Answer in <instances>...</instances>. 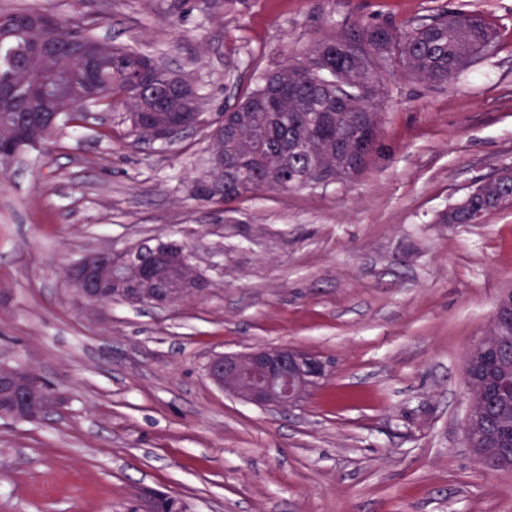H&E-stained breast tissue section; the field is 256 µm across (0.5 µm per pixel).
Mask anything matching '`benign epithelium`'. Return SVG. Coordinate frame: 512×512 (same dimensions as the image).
<instances>
[{
  "instance_id": "1",
  "label": "benign epithelium",
  "mask_w": 512,
  "mask_h": 512,
  "mask_svg": "<svg viewBox=\"0 0 512 512\" xmlns=\"http://www.w3.org/2000/svg\"><path fill=\"white\" fill-rule=\"evenodd\" d=\"M151 141L171 143L185 126L175 114H156L142 125ZM212 171L208 192L213 199L238 189L242 170L237 158L210 154ZM143 247L124 252L110 250L89 254L73 263L67 273L77 301L96 310L112 303L146 304L167 308L180 300L199 296L209 282L200 277L185 246L154 253L150 263L142 259ZM207 377L225 393L263 410L300 407L330 373L322 358L288 345L251 348L244 352L219 353L208 362ZM471 404L464 424L468 446L480 434L482 417L479 387L467 386ZM65 396L48 388L34 372L21 365L0 363V418L37 423L46 414L61 408ZM171 495L145 489L136 496L137 512H157L158 502Z\"/></svg>"
}]
</instances>
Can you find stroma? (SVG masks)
Instances as JSON below:
<instances>
[{"label": "stroma", "instance_id": "1", "mask_svg": "<svg viewBox=\"0 0 512 512\" xmlns=\"http://www.w3.org/2000/svg\"><path fill=\"white\" fill-rule=\"evenodd\" d=\"M102 17L101 38L196 86L209 118L286 57L368 24L482 14L493 52L441 86L389 68L377 149L347 182L204 201L207 127L132 135L122 108L0 172V360L67 404L0 420V512H131L138 488L190 512H512V471L464 436V356L512 288V210L441 213L512 165V0H0ZM190 247L209 281L168 308L74 300L67 267L104 247ZM291 344L331 365L302 407L219 391L217 353Z\"/></svg>", "mask_w": 512, "mask_h": 512}]
</instances>
